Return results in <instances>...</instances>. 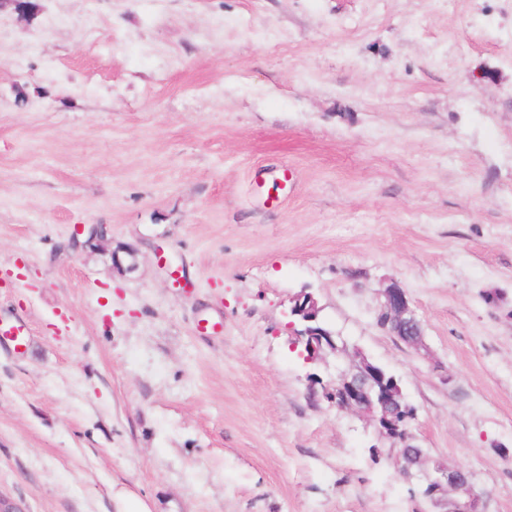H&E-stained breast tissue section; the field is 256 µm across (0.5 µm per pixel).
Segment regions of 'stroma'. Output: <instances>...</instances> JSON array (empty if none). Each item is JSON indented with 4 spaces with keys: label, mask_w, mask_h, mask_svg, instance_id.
Masks as SVG:
<instances>
[{
    "label": "stroma",
    "mask_w": 512,
    "mask_h": 512,
    "mask_svg": "<svg viewBox=\"0 0 512 512\" xmlns=\"http://www.w3.org/2000/svg\"><path fill=\"white\" fill-rule=\"evenodd\" d=\"M34 2L0 10V495L443 512L310 398L350 360L290 352L306 291L512 512V0ZM393 283L422 350L376 324Z\"/></svg>",
    "instance_id": "obj_1"
}]
</instances>
